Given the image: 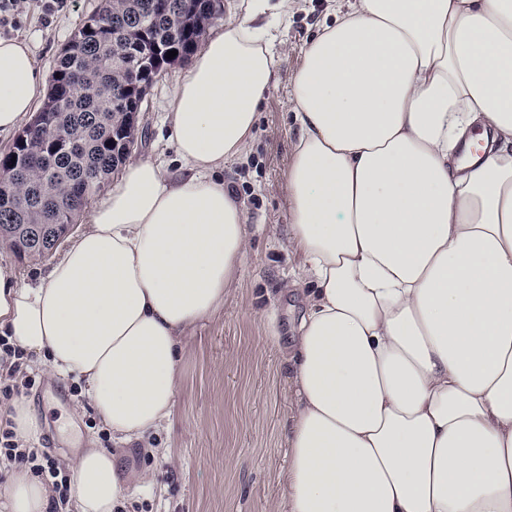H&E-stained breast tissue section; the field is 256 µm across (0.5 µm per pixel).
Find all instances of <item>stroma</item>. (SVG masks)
Returning <instances> with one entry per match:
<instances>
[{
  "mask_svg": "<svg viewBox=\"0 0 512 512\" xmlns=\"http://www.w3.org/2000/svg\"><path fill=\"white\" fill-rule=\"evenodd\" d=\"M102 0H74L70 10L45 21L42 0H20L15 26L0 39L26 41L39 68L52 74L75 27ZM329 0H295L286 23L274 30L279 65L258 107L254 136L242 158L224 166L225 183L240 191L252 237L250 258L224 306L186 340L179 362L180 390L171 427L157 442L171 462L146 451H123L127 499L139 512H266L284 489L279 475L288 465L284 435L293 407L294 375L283 358L301 309L295 260L289 259L288 192L284 173L293 149L291 79L300 51L327 15ZM187 69L176 62L149 87L138 117L132 157L179 164L170 138L168 114L173 89ZM35 385L23 400L32 409V447L70 455L68 440L84 448H111L100 417L70 378H49L32 364ZM156 470L150 488L139 475Z\"/></svg>",
  "mask_w": 512,
  "mask_h": 512,
  "instance_id": "1",
  "label": "stroma"
}]
</instances>
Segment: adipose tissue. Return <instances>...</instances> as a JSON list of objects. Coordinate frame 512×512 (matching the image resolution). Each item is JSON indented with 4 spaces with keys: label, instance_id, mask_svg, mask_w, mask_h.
Segmentation results:
<instances>
[{
    "label": "adipose tissue",
    "instance_id": "adipose-tissue-1",
    "mask_svg": "<svg viewBox=\"0 0 512 512\" xmlns=\"http://www.w3.org/2000/svg\"><path fill=\"white\" fill-rule=\"evenodd\" d=\"M333 2L292 79L303 299L270 512H512V0ZM289 3L248 0L178 80L185 173L129 160L38 284L0 269V336L82 382L121 444L170 421L183 340L250 255L222 172L252 136ZM45 82L26 42L0 40V133ZM65 465L75 512L125 501L113 452ZM52 495L19 466L0 512H47Z\"/></svg>",
    "mask_w": 512,
    "mask_h": 512
}]
</instances>
